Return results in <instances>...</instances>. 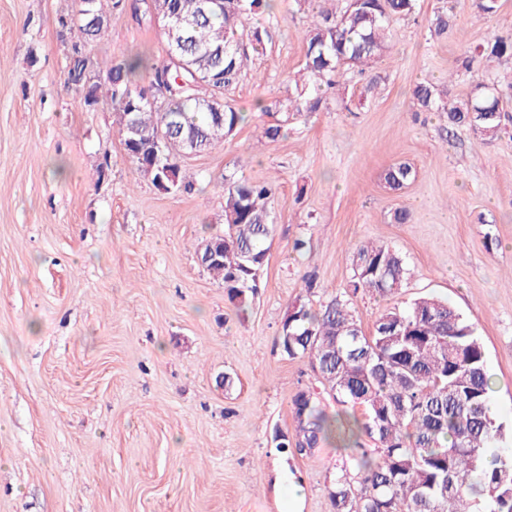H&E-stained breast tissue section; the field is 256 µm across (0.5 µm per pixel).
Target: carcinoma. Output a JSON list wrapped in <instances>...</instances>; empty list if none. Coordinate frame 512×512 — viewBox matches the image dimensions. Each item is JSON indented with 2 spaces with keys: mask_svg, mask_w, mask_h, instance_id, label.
Wrapping results in <instances>:
<instances>
[{
  "mask_svg": "<svg viewBox=\"0 0 512 512\" xmlns=\"http://www.w3.org/2000/svg\"><path fill=\"white\" fill-rule=\"evenodd\" d=\"M77 2L76 14L58 18V35L68 44L67 80L78 92V106L90 111L105 96L113 111L127 113L125 125L138 132L137 146L130 145L126 131L121 142L140 172L165 193L191 189L177 145L192 138L207 152L244 120L224 103V90L237 83L248 60L238 21L266 11L268 0H231L224 9L209 10L201 7L202 0H161V6L194 22L176 45H168L167 60L149 65L139 57L114 54L104 69L88 54L107 28L103 0ZM327 2L318 0L312 7L294 92L262 108L279 115L264 131L271 141L282 135L290 117L318 111L323 87L345 68L361 74L372 70L391 45L392 22L414 13L416 0H362L357 5L345 0L331 8ZM452 23L451 16L440 13L429 30L442 36ZM476 59L511 60L512 36H495L470 48L465 72ZM188 65L216 77L208 87L216 107L188 96L179 84L192 80ZM412 96L416 111L446 115L450 134L467 126L494 140L503 130L507 109L495 87L451 102L446 90L420 82ZM220 114L224 134L216 135L213 126ZM415 177L411 165L398 163L384 179L390 189L399 190ZM272 195L269 183L224 178V234L214 239L227 245L224 257L205 270L223 280L229 302L239 311L246 310L257 288L260 257L272 240ZM354 261L352 293L384 298L402 288L407 269L391 247L361 245ZM289 309L294 315L284 317L280 335L284 353L308 359L327 395L349 416L348 459L330 492L334 512H512V456L486 460L487 448L506 426L490 402L484 346L461 313L446 301L419 298L382 312L367 334L348 301L337 296L314 309L300 295ZM290 410L296 419V451L311 457L329 439L332 423L313 391H297ZM364 435L374 447L361 445Z\"/></svg>",
  "mask_w": 512,
  "mask_h": 512,
  "instance_id": "carcinoma-1",
  "label": "carcinoma"
}]
</instances>
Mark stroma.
I'll return each instance as SVG.
<instances>
[{
    "mask_svg": "<svg viewBox=\"0 0 512 512\" xmlns=\"http://www.w3.org/2000/svg\"><path fill=\"white\" fill-rule=\"evenodd\" d=\"M270 2L243 17L264 50L224 92L244 123L185 158L191 191L165 193L125 154L109 101L77 106L57 35L75 0H0V512H332L343 452L281 446L295 434L292 395L320 383L278 336L305 277L312 305L347 295L354 251L372 241L399 250L409 274L394 296L348 295L363 331L385 309L448 300L485 347L507 427L492 451L512 454V113L489 141L446 134L411 100L420 82L463 98L476 79L511 100V61L474 63L465 81L448 73L490 34H512V0L490 18L476 0H416L392 23L377 86L345 73L274 142L257 105L292 88L309 14ZM441 12L453 26L435 37ZM130 50L160 62L167 44L154 23L113 12L90 54ZM402 162L416 178L394 191L384 174ZM228 177L276 187L272 244L242 313L197 261L224 231Z\"/></svg>",
    "mask_w": 512,
    "mask_h": 512,
    "instance_id": "stroma-1",
    "label": "stroma"
}]
</instances>
